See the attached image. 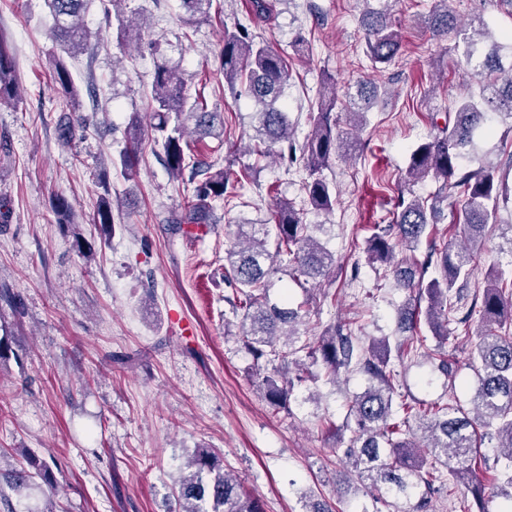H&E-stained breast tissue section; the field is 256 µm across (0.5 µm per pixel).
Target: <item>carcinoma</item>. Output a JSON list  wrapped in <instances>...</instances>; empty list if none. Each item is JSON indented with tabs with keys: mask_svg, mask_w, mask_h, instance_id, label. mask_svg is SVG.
Masks as SVG:
<instances>
[{
	"mask_svg": "<svg viewBox=\"0 0 512 512\" xmlns=\"http://www.w3.org/2000/svg\"><path fill=\"white\" fill-rule=\"evenodd\" d=\"M53 17L50 38L58 50L49 54L53 79L70 103L80 102L81 91L74 85L66 58L84 52L90 45L84 0H48ZM130 0H102L112 7L118 22L116 41L121 47L141 45L139 25L125 15ZM213 0H181L187 22L210 18ZM365 8L359 17L365 54L375 69H384L402 56L404 40L385 9ZM424 16L427 29L437 35L454 31L460 37L457 51L478 78L479 93H470L454 103V121L444 124L432 139L418 144L410 154L405 181L414 183L429 175L442 180L432 200L411 193L398 194L392 211V223L375 225L366 241L368 261L392 271L396 285L416 293V302L400 313L401 327L408 336H385L367 345L359 342L343 327L326 330L314 342L303 341L297 331L302 306H289L288 295L282 303L271 301L269 275L279 263L288 268V276L297 285L326 276L336 263L335 255L308 234L304 211L330 213L336 205V189L323 175L332 157L343 144L355 139L366 114L387 90L373 83L359 86L356 92L339 98L336 86H321L316 109L310 113L312 126L303 141L296 140L297 122L291 120L281 102L288 77L287 64L251 28L237 23L224 30L220 54L224 82L229 90L258 103L255 138L264 148L257 153L305 174L301 204L289 200L277 202L271 222L274 241H269V224L236 225L235 241L225 249V261L236 297L228 299L233 311H243L239 336L252 357L250 380L270 406L286 407L294 392L306 383L323 378L334 385L344 376H366L363 391L347 398V413L340 440L345 464L344 489L353 495L382 501L399 510L401 501L416 500L413 512H427L428 495L442 471L459 480L474 477L477 470H494L503 483L512 488V276L499 268L488 269L477 284L470 313L477 315L474 328L466 327L465 336L478 337L470 356V367L477 378L471 400L473 412L443 401L425 403L405 399L395 383V363L408 359L433 358L426 346V327L438 341L448 342L453 334L450 324L457 322L461 292L478 276L474 266L477 253L484 249L488 224L494 222L505 180L497 177V167L484 162L473 168L462 162L465 148L475 133L486 127L495 114L512 117V37L496 36L481 18L463 24L448 8V0ZM157 59L151 83L150 122L139 114L130 118L125 136L126 149L117 163L131 174L139 164V147L150 136L161 145L169 175L189 179L211 168L195 157L187 134L224 136V113L209 109L204 98L189 101L182 71L164 58L161 44L147 43ZM13 55L6 40L0 38V101L19 98ZM352 118L349 128L339 126L336 110ZM452 192L463 200L464 242L432 249L427 262L418 267L411 258L396 259V248L404 244L416 249L439 214L437 203L442 194ZM238 196L237 185L218 169L198 182L183 208L180 222L212 223L214 203H228ZM57 223L72 224V205L63 197L53 206ZM94 223L104 235L112 230L113 204L109 191L98 198ZM274 248H269V244ZM437 275L426 277L429 267ZM490 441L493 455L479 451L482 441ZM38 470L49 490L43 493L38 512H60L56 488L48 478L49 465L29 462ZM5 481L22 491L33 485L31 473L11 469ZM173 512H263L260 501L241 489L237 479L220 465V457L211 448H198L188 460L186 470L174 481Z\"/></svg>",
	"mask_w": 512,
	"mask_h": 512,
	"instance_id": "obj_1",
	"label": "carcinoma"
}]
</instances>
